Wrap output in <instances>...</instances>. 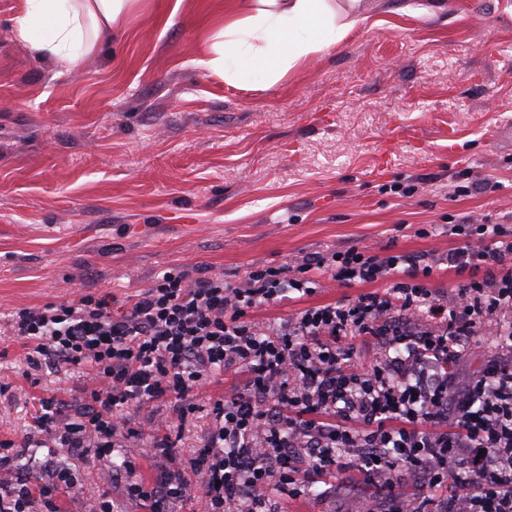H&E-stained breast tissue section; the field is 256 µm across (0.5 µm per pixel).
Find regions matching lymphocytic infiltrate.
Masks as SVG:
<instances>
[{"mask_svg": "<svg viewBox=\"0 0 512 512\" xmlns=\"http://www.w3.org/2000/svg\"><path fill=\"white\" fill-rule=\"evenodd\" d=\"M448 232L463 246L423 259L362 246L256 266L235 282L169 271L119 305L87 293L19 308L0 335L22 341L28 375L87 380L74 413L54 396L34 401V426L56 448L111 454L134 433L129 407L169 403L185 418L214 374H243L234 395L210 410L196 461L207 476L200 495L175 465L176 443L154 436L146 454L169 468L129 485L148 512L190 499L197 512H263L272 491L294 496L353 468L378 483L391 512H425L385 481L399 466L423 473L429 488L447 487L439 512H512V269L462 283L444 301L424 283L441 265H504L512 233L485 219ZM326 278L388 290L308 307L264 330L252 322L254 311L311 294ZM489 322L495 352L456 387L455 366ZM356 337L380 347L369 366L353 361ZM70 482L59 467L45 480H18L13 457L1 453L0 512H83L59 494Z\"/></svg>", "mask_w": 512, "mask_h": 512, "instance_id": "lymphocytic-infiltrate-1", "label": "lymphocytic infiltrate"}]
</instances>
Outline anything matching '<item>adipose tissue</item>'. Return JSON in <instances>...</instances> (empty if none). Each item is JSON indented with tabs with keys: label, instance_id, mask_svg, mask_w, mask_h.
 <instances>
[{
	"label": "adipose tissue",
	"instance_id": "adipose-tissue-1",
	"mask_svg": "<svg viewBox=\"0 0 512 512\" xmlns=\"http://www.w3.org/2000/svg\"><path fill=\"white\" fill-rule=\"evenodd\" d=\"M132 0H21L14 19L18 38L38 56L73 63L94 33L119 26ZM363 0H236L207 67L226 84L265 88L281 81L312 55L340 42L365 21Z\"/></svg>",
	"mask_w": 512,
	"mask_h": 512
}]
</instances>
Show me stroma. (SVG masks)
Masks as SVG:
<instances>
[{
	"label": "stroma",
	"instance_id": "obj_1",
	"mask_svg": "<svg viewBox=\"0 0 512 512\" xmlns=\"http://www.w3.org/2000/svg\"><path fill=\"white\" fill-rule=\"evenodd\" d=\"M232 0H134L122 26L67 66L17 39L19 0H0V319L76 295L123 301L168 270L234 280L254 266L367 246L418 256L462 246L419 228L489 218L512 227V14L505 0H366L368 20L265 89L232 87L205 65ZM486 192L457 196L465 172ZM396 179L415 184L400 197ZM358 284L319 288L258 310L266 324L345 301ZM20 342L0 343V441L34 463L65 462L87 512H147L127 492L154 481L115 465L143 436L102 456L57 457L31 426L32 402L78 405L75 374H23ZM235 373L199 390V409H130L165 422L182 461L203 450L208 411ZM373 487L350 470L328 492L276 500V512H360Z\"/></svg>",
	"mask_w": 512,
	"mask_h": 512
}]
</instances>
